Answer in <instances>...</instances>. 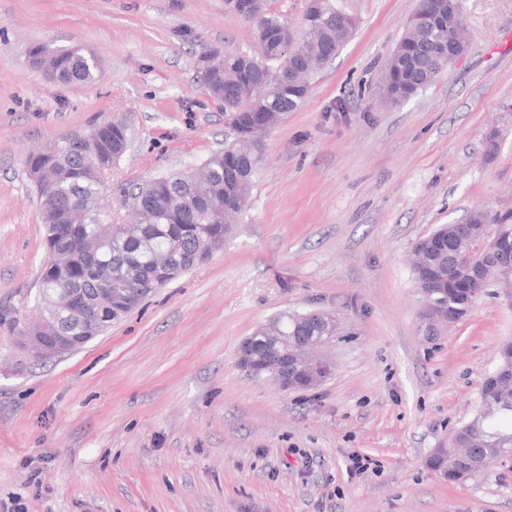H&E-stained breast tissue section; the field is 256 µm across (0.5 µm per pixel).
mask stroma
<instances>
[{
  "instance_id": "1",
  "label": "stroma",
  "mask_w": 512,
  "mask_h": 512,
  "mask_svg": "<svg viewBox=\"0 0 512 512\" xmlns=\"http://www.w3.org/2000/svg\"><path fill=\"white\" fill-rule=\"evenodd\" d=\"M355 30L303 106L264 136L222 249L83 348L29 357L45 257L26 162L119 119L104 201L199 166L230 135L199 56L260 54L224 0H0V501L27 512H512V462L449 482L426 460L469 421L512 288L427 334L410 256L476 208L512 214V0H459L468 50L393 103L387 62L413 0H332ZM40 44L96 55L95 83L48 79ZM498 148L488 152L489 138ZM335 315L328 378L285 391L238 362L281 313ZM374 467L351 475L353 455Z\"/></svg>"
}]
</instances>
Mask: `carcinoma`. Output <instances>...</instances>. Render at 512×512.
<instances>
[{
  "mask_svg": "<svg viewBox=\"0 0 512 512\" xmlns=\"http://www.w3.org/2000/svg\"><path fill=\"white\" fill-rule=\"evenodd\" d=\"M253 0H239L233 12L248 22L263 50V58L247 52L216 57L201 72L210 96L224 109L233 132L224 149L209 155L197 172L156 177L130 194L136 220L112 224L103 207L104 182L97 168L112 165V152L127 148V126L120 120L100 125L99 138L82 147L66 135L28 158L27 166L43 170L35 187L39 219L45 231L47 257L40 270L39 294L55 299L66 293L85 295L100 310L103 328L125 316L105 303L102 288H126L148 283L154 275L152 256L165 252L176 257L186 272L224 247L230 218L249 207L255 179L264 156V144L250 133L256 122H279L297 111L306 99L310 80L351 36L354 21L330 0H309L302 35L292 33L270 8L268 0L251 8ZM448 2L419 0L407 32L389 59L395 101L406 100L423 84L448 67ZM286 60H281L283 53ZM36 61L47 60L61 83L91 84L99 77L92 58L80 51L54 53L46 45L35 48ZM483 215L470 213L455 226L461 241L448 249V238L433 244L421 239V265L412 270L417 288L432 284L431 303L450 317L469 312L489 282L460 273L472 263L512 264V224L496 218L492 229L480 227ZM105 245L97 258L81 250L85 240ZM50 320L77 330L78 320L65 308L49 311ZM286 343H312L325 336L314 313L283 314L275 320ZM500 365L481 386L475 417L451 432L464 449L439 448L428 457V467L448 481L459 482L490 462L512 452V342L498 347Z\"/></svg>",
  "mask_w": 512,
  "mask_h": 512,
  "instance_id": "obj_1",
  "label": "carcinoma"
}]
</instances>
